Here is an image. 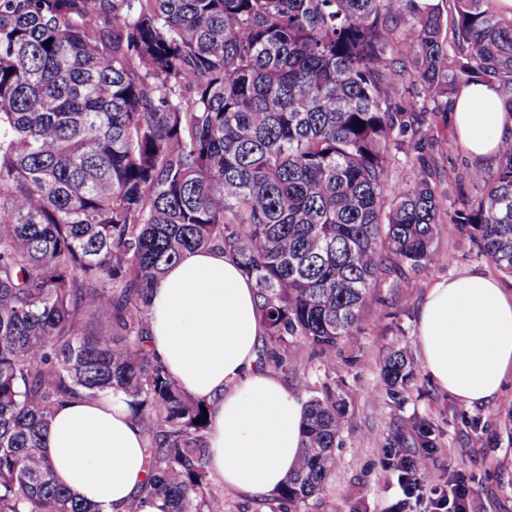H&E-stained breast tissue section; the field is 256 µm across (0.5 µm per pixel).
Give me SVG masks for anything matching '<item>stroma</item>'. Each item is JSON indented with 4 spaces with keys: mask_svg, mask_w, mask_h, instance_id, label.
I'll list each match as a JSON object with an SVG mask.
<instances>
[{
    "mask_svg": "<svg viewBox=\"0 0 512 512\" xmlns=\"http://www.w3.org/2000/svg\"><path fill=\"white\" fill-rule=\"evenodd\" d=\"M431 131L421 159H400L396 181H413L421 171L449 200L458 188L468 199L478 191L469 181L478 167L491 168L495 159H477L464 149H448L454 127L442 114H432ZM435 250L444 255L421 275H383L370 288L361 321L352 336L336 348L335 370H325L309 346L290 347L291 362L276 375L302 399L330 383L344 404L345 429L335 464L323 489L302 512H423V504L404 502L394 465L426 454L428 484L446 487L461 478L469 489L468 512H512V381L491 404L470 407L442 393L425 371L417 344V320L427 285L435 279L484 271L512 289V276L480 250L468 228L438 225ZM402 350L413 367L404 388L392 392L381 376L389 350ZM429 430L431 447H423L418 426Z\"/></svg>",
    "mask_w": 512,
    "mask_h": 512,
    "instance_id": "1",
    "label": "stroma"
}]
</instances>
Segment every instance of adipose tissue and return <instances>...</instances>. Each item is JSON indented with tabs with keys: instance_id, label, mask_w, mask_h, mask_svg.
I'll use <instances>...</instances> for the list:
<instances>
[{
	"instance_id": "obj_1",
	"label": "adipose tissue",
	"mask_w": 512,
	"mask_h": 512,
	"mask_svg": "<svg viewBox=\"0 0 512 512\" xmlns=\"http://www.w3.org/2000/svg\"><path fill=\"white\" fill-rule=\"evenodd\" d=\"M457 143L475 157L512 138V112L489 85L452 102ZM253 279L221 250H197L167 267L151 297L149 347L192 396L213 403L210 467L224 487L276 492L299 456L304 406L261 368L263 327ZM425 370L440 391L470 406L496 401L512 378V289L475 271L433 281L419 314ZM147 439L119 397L77 398L60 408L43 453L57 480L93 512H126L146 479Z\"/></svg>"
}]
</instances>
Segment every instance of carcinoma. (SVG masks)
<instances>
[{
    "label": "carcinoma",
    "instance_id": "cac0c4a2",
    "mask_svg": "<svg viewBox=\"0 0 512 512\" xmlns=\"http://www.w3.org/2000/svg\"><path fill=\"white\" fill-rule=\"evenodd\" d=\"M448 2L450 38L419 0H0V512H90L40 448L56 408L99 394L149 440L128 512H224L212 407L146 348L147 297L186 251L254 280L277 367L304 342L335 368L380 276L440 260L443 213L512 275L511 139L471 173L474 206L392 181L428 103L482 81L512 111V18ZM410 374L390 352L388 386ZM344 428L333 392L307 401L273 500L298 512L323 488Z\"/></svg>",
    "mask_w": 512,
    "mask_h": 512
}]
</instances>
